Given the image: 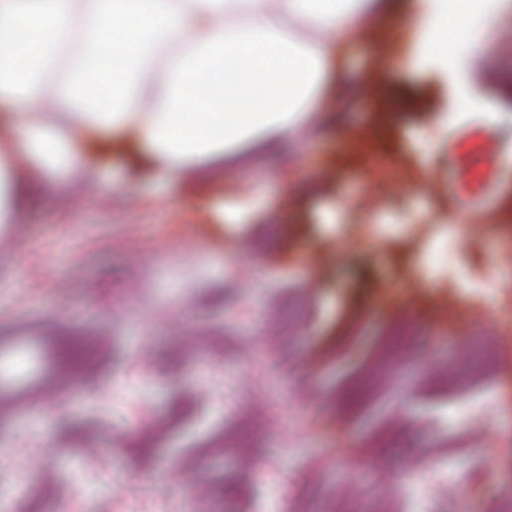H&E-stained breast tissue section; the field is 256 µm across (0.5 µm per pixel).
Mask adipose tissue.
Here are the masks:
<instances>
[{
  "label": "adipose tissue",
  "mask_w": 512,
  "mask_h": 512,
  "mask_svg": "<svg viewBox=\"0 0 512 512\" xmlns=\"http://www.w3.org/2000/svg\"><path fill=\"white\" fill-rule=\"evenodd\" d=\"M507 0H0V192L10 213L88 174L120 143L157 185L207 183L274 155L348 92L341 60L368 17L409 20L413 71L459 43L484 57L482 22Z\"/></svg>",
  "instance_id": "1"
}]
</instances>
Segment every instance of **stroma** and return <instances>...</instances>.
Segmentation results:
<instances>
[{
    "instance_id": "obj_1",
    "label": "stroma",
    "mask_w": 512,
    "mask_h": 512,
    "mask_svg": "<svg viewBox=\"0 0 512 512\" xmlns=\"http://www.w3.org/2000/svg\"><path fill=\"white\" fill-rule=\"evenodd\" d=\"M512 16L486 30L488 59L456 55V80L434 60L374 83L379 52L407 54V30L369 29L346 57L363 85L330 126L315 122L274 158L262 155L196 191L189 206L139 178L109 148L99 166L23 216L0 256V326L48 320L106 336L96 370L59 391L57 411L0 421V512H507L512 409L495 410V378L461 387L448 368L457 336L414 290L464 295L512 333V230L472 235L512 210ZM496 157L478 161L485 135ZM387 141L376 165L391 189L365 207L369 180L339 143ZM427 171L414 191L406 177ZM225 225L243 251L188 241L206 212L247 196ZM407 304L403 318L389 303ZM183 348L177 384L151 387ZM156 448L151 466L133 453ZM268 449L255 458L251 449ZM243 474L226 508L216 487Z\"/></svg>"
}]
</instances>
